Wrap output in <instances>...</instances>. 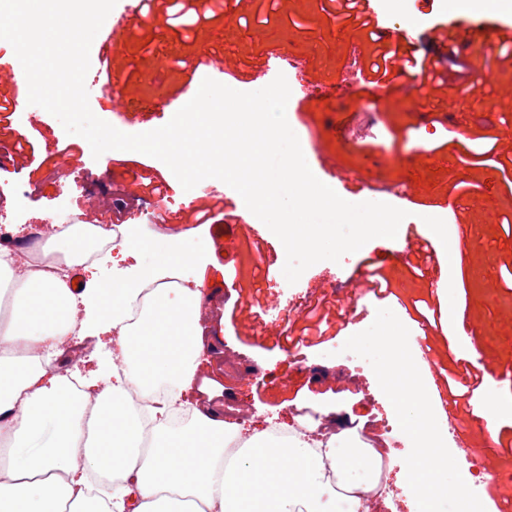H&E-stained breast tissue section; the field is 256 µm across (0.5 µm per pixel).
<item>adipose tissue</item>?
I'll list each match as a JSON object with an SVG mask.
<instances>
[{
	"label": "adipose tissue",
	"mask_w": 512,
	"mask_h": 512,
	"mask_svg": "<svg viewBox=\"0 0 512 512\" xmlns=\"http://www.w3.org/2000/svg\"><path fill=\"white\" fill-rule=\"evenodd\" d=\"M99 232L74 224L43 244L65 256L64 270L18 267L0 247V282L14 284L0 304V439L24 454L0 463V512H371L380 454L352 430L329 426L315 442L285 424L247 433L211 405H186L204 352L200 286L156 290L127 325L146 281L194 263L188 244L126 239L147 257L135 278L72 292L68 269L82 264ZM99 323L115 331L129 368L106 381L89 411L57 359L67 336L92 335ZM157 381L170 389L150 410L146 449L127 390ZM185 407L194 425L172 429ZM93 472L119 482L92 495Z\"/></svg>",
	"instance_id": "adipose-tissue-1"
}]
</instances>
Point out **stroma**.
I'll return each mask as SVG.
<instances>
[{
    "label": "stroma",
    "mask_w": 512,
    "mask_h": 512,
    "mask_svg": "<svg viewBox=\"0 0 512 512\" xmlns=\"http://www.w3.org/2000/svg\"><path fill=\"white\" fill-rule=\"evenodd\" d=\"M457 2L406 0L394 21L381 0H370L367 17L383 30L410 33L418 55L444 76L425 84L418 73L400 71L390 89L376 94L369 63L377 45L358 21L347 20L338 0H226L190 32L166 25V4L159 0L151 19L132 25L113 50L128 111L120 129L130 134L169 122L174 112L165 103L185 88L199 89L207 77L221 80L215 69L193 67L206 48L230 53L245 73L264 66L273 51L299 56L308 91L293 97L287 120L312 172L353 203L368 200L371 183H407L410 199L385 198L408 213L396 238L369 241L337 263L318 262L286 285L280 241L254 221L235 190L217 185L226 195L224 214L237 220L228 263L212 241L211 224L191 221L200 189L183 190L163 162L138 152L93 158L84 138L67 135L45 111L0 112V180L25 192L17 206L0 194V225L17 230L27 249L46 241L44 218L60 209L84 224L135 225L147 240L188 234L197 252L195 272L204 279L202 322L217 348L199 377L225 415L253 419L260 429L297 416L323 424L332 418L374 424L388 416L372 372L334 354L338 343L368 328L380 308L391 309L408 328L437 389H445L457 359L469 358L476 347L486 371L502 374L512 369V235L505 230L512 223V185L496 161L512 157V66L494 52L442 55L435 37L447 31L469 38L512 26V0L492 8ZM355 53L363 66L354 96L329 98L328 88L341 81ZM337 110L351 128L342 140L324 131ZM488 135L497 138L491 156ZM321 154L335 163L338 178L320 167ZM430 168L435 174L428 181ZM156 208L165 223L149 221ZM434 217L448 226L450 253L423 262L408 244ZM416 264L422 274L413 272ZM373 269L388 279L387 297L356 298L354 285ZM437 273L453 277L456 288L434 290ZM325 293L349 306L346 321L330 323L324 335H304L307 322L298 310ZM495 392L503 403L495 421L485 416V389L471 406L453 412L476 447L491 449L498 463L512 467V385L497 384Z\"/></svg>",
    "instance_id": "obj_1"
}]
</instances>
